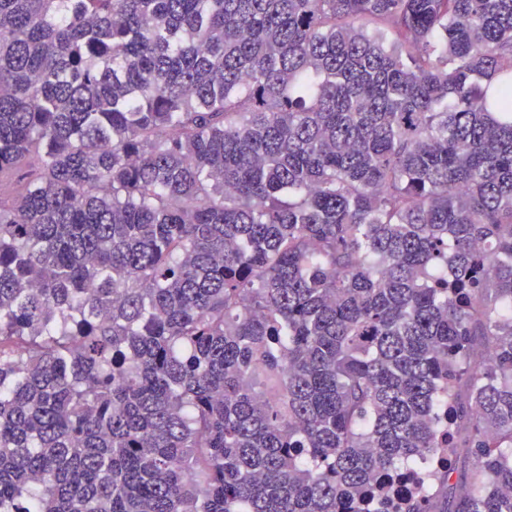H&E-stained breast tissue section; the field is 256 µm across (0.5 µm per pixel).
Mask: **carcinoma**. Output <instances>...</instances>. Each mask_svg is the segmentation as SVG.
Segmentation results:
<instances>
[{
	"label": "carcinoma",
	"instance_id": "1",
	"mask_svg": "<svg viewBox=\"0 0 512 512\" xmlns=\"http://www.w3.org/2000/svg\"><path fill=\"white\" fill-rule=\"evenodd\" d=\"M31 158L0 512H512V0H0Z\"/></svg>",
	"mask_w": 512,
	"mask_h": 512
}]
</instances>
